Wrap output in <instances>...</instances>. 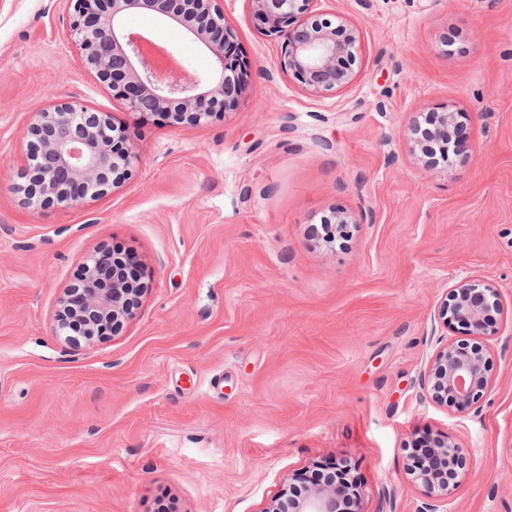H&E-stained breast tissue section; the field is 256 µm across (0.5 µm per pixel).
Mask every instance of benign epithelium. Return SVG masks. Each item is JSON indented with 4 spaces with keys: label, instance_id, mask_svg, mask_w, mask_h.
Wrapping results in <instances>:
<instances>
[{
    "label": "benign epithelium",
    "instance_id": "7a95c632",
    "mask_svg": "<svg viewBox=\"0 0 512 512\" xmlns=\"http://www.w3.org/2000/svg\"><path fill=\"white\" fill-rule=\"evenodd\" d=\"M73 4L70 35L84 65L125 101L132 112L155 113L173 124L200 125L236 103L238 74L230 69L227 49L235 33L224 23L222 0H68ZM256 23L283 38L281 68L292 72L314 93L339 90L350 83L356 62L357 36L341 23L328 25L307 15L312 0H249ZM134 11H150L161 20L181 26L213 57L219 79L189 74L174 50L156 45L141 32L123 27ZM27 165L17 190L37 211L59 205L75 207L88 195L107 193L137 164L138 155L125 128L108 117L62 100L50 110L35 113L26 133ZM106 264L100 255L80 263L79 305L70 293L60 299L55 334L71 336V317L86 323V335L102 328L119 332L134 315L133 301L146 289L140 267L112 255V279L100 281ZM498 295L483 280L460 279L439 307L446 328L464 327L474 336H492V312ZM492 350L486 344L448 341L440 345L427 371L420 376L423 395L433 403L463 412L479 403L491 388ZM430 453L408 468L424 488L426 500L418 512H447L448 498L458 482L447 470L462 466L461 449L445 440L431 441ZM346 488L330 483L309 484L291 498L283 486L261 512H341Z\"/></svg>",
    "mask_w": 512,
    "mask_h": 512
}]
</instances>
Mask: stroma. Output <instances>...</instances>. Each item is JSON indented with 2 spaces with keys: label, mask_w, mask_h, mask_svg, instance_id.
I'll use <instances>...</instances> for the list:
<instances>
[{
  "label": "stroma",
  "mask_w": 512,
  "mask_h": 512,
  "mask_svg": "<svg viewBox=\"0 0 512 512\" xmlns=\"http://www.w3.org/2000/svg\"><path fill=\"white\" fill-rule=\"evenodd\" d=\"M358 30L351 83L308 91L248 0H224L247 63L199 126L128 112L72 42L65 0H0V512H262L340 464L362 512H416L412 443L461 448L448 512H512V0H314ZM128 28L193 75L211 55L146 12ZM68 99L128 127L139 162L108 192L33 211L13 186L34 113ZM460 113L465 144L426 170L409 127ZM356 216L327 244L322 217ZM103 246L147 289L122 330L54 333ZM496 289L492 387L463 412L425 399L438 307Z\"/></svg>",
  "instance_id": "obj_1"
}]
</instances>
